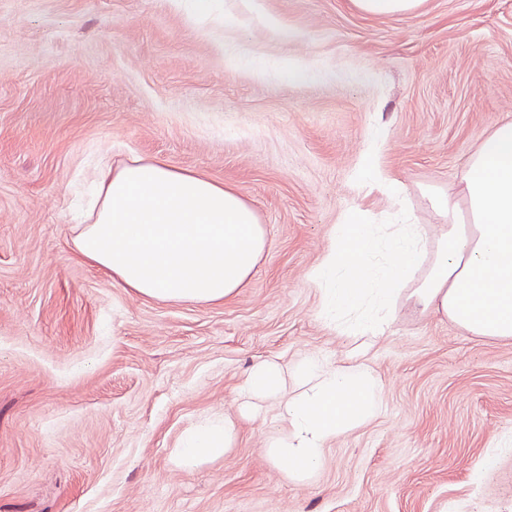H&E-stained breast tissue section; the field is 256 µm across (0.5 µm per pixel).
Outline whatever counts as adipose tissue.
<instances>
[{
	"mask_svg": "<svg viewBox=\"0 0 512 512\" xmlns=\"http://www.w3.org/2000/svg\"><path fill=\"white\" fill-rule=\"evenodd\" d=\"M95 184V214L78 226L74 248L145 298L229 300L266 251L265 231L235 188L141 159L102 165ZM427 197L431 227L369 224L346 212L310 272L316 316L344 335L350 361L263 360L239 387L244 416L255 415L258 402H275L280 427L267 438V454L293 483L309 484L327 449L378 413L380 381L357 356L383 337L398 302L470 335L512 341V121L479 143L453 187ZM238 435L229 416L196 424L172 462L200 467L234 448Z\"/></svg>",
	"mask_w": 512,
	"mask_h": 512,
	"instance_id": "obj_1",
	"label": "adipose tissue"
}]
</instances>
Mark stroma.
I'll return each instance as SVG.
<instances>
[{
	"instance_id": "1",
	"label": "stroma",
	"mask_w": 512,
	"mask_h": 512,
	"mask_svg": "<svg viewBox=\"0 0 512 512\" xmlns=\"http://www.w3.org/2000/svg\"><path fill=\"white\" fill-rule=\"evenodd\" d=\"M253 2L0 0V512H512V343L404 303L365 357L379 413L310 486L268 458L271 410L172 464L256 362L344 360L308 276L347 210L397 221L357 178L371 144L430 224L423 188L512 120V0ZM133 158L253 205L268 249L235 298L146 300L74 251L94 166ZM424 2L425 0H352L359 12L372 17L415 14L422 9ZM239 435L235 419L205 421L192 426L172 451V463L184 470H192L224 456L234 448Z\"/></svg>"
}]
</instances>
